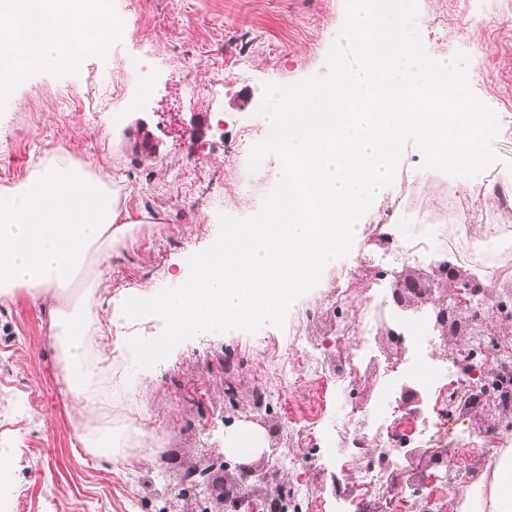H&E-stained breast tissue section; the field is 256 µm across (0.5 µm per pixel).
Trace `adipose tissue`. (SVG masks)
I'll list each match as a JSON object with an SVG mask.
<instances>
[{"instance_id": "adipose-tissue-1", "label": "adipose tissue", "mask_w": 512, "mask_h": 512, "mask_svg": "<svg viewBox=\"0 0 512 512\" xmlns=\"http://www.w3.org/2000/svg\"><path fill=\"white\" fill-rule=\"evenodd\" d=\"M377 0H352L340 32L354 42V56L313 99H286L266 115L268 142L278 160L268 176L274 199L247 224H228L224 236L195 258L174 288H149L101 304L98 283L115 248L134 223L126 195L94 159H74L59 149L34 164L27 176L0 188V299L24 288L50 304V327L77 403L94 404L88 354L102 323L122 327L151 315L168 326L148 355L167 350L172 337L219 329L237 336L244 324L303 299L307 288L359 240L361 213L379 207L409 128L418 133L430 167L448 171L482 164L483 146L496 134L475 100L445 107L428 76L420 86L382 73L374 60L401 45L397 29L379 25ZM108 0H0V96L36 70H52L99 52V20ZM83 276L72 307L55 300ZM460 512H512V448L504 449L489 479L459 491Z\"/></svg>"}]
</instances>
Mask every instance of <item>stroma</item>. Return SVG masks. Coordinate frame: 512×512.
Listing matches in <instances>:
<instances>
[{
    "label": "stroma",
    "instance_id": "1",
    "mask_svg": "<svg viewBox=\"0 0 512 512\" xmlns=\"http://www.w3.org/2000/svg\"><path fill=\"white\" fill-rule=\"evenodd\" d=\"M350 0H110L123 21L127 41L79 64L34 71L0 98V186L20 182L33 161L60 147L96 160L120 176L133 214L156 216L139 224L127 247L112 257V271L99 284L102 297L142 288H164L168 270L191 264L224 227L264 209L275 194L263 175L275 151L264 143V117L283 95L313 91L353 54L340 41ZM379 21L402 26L407 44L397 51L396 73L420 81L439 66L464 81L503 129L486 141L484 165L448 173L426 167L413 130L402 135L394 174L379 213L394 225L403 244L431 235L460 238L441 216L455 202L482 213L487 224H511L512 215L493 211L490 187L512 175V0H390ZM145 57L147 72L127 66ZM94 100L93 109L71 102L70 89ZM145 122L158 153L136 151L133 130ZM252 142L260 155L242 154ZM202 162L207 182L188 175ZM373 231L343 249L335 268L309 289L288 313L247 325L233 339L219 331L176 338L152 367L138 359L141 346L163 335L156 320L121 328L103 324L96 342L112 363L104 386L112 390L114 431L128 417L162 435L132 438L124 461L86 453L76 439L81 408L68 394L59 352L51 336L46 303L18 291L0 303V441L16 448L12 473L0 481V512H222L216 497H176L173 488L191 465L203 468L223 457L224 434L242 425L262 430L267 448L250 457L255 470L278 466L289 484L311 481L310 463L321 479L335 474L356 486L360 464L336 454L340 400L333 374L299 384L284 383L276 371L297 339L312 336L320 357L336 364L339 316L310 324L306 313L325 302L340 272L373 256ZM430 259L391 265L377 282L354 279L355 296L391 288L403 277H426ZM266 385L275 392L267 408L253 407L249 394ZM459 425L482 447L449 442L446 455L419 448L401 461L374 512H434L440 476L447 468L470 481L488 473L499 453L486 431L499 416L492 409L455 407Z\"/></svg>",
    "mask_w": 512,
    "mask_h": 512
}]
</instances>
